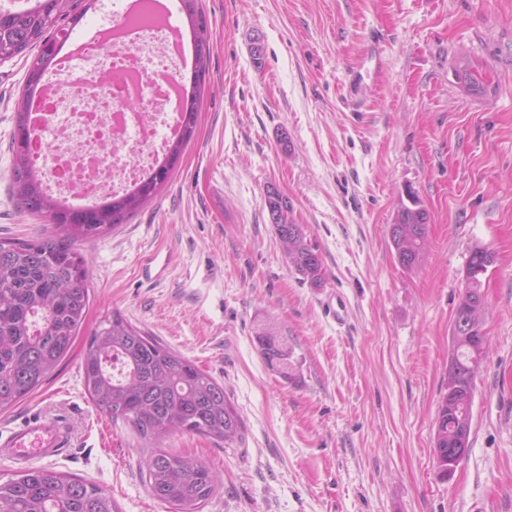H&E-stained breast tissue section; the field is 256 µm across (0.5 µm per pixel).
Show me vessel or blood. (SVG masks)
Returning <instances> with one entry per match:
<instances>
[{"mask_svg": "<svg viewBox=\"0 0 512 512\" xmlns=\"http://www.w3.org/2000/svg\"><path fill=\"white\" fill-rule=\"evenodd\" d=\"M62 422L53 417L32 416L0 435V452L26 463L57 456L67 445Z\"/></svg>", "mask_w": 512, "mask_h": 512, "instance_id": "obj_1", "label": "vessel or blood"}]
</instances>
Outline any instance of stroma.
<instances>
[{
	"label": "stroma",
	"instance_id": "stroma-1",
	"mask_svg": "<svg viewBox=\"0 0 512 512\" xmlns=\"http://www.w3.org/2000/svg\"><path fill=\"white\" fill-rule=\"evenodd\" d=\"M199 6L210 39L196 135L126 224L79 242L93 288L83 327L43 385L0 411V429L61 418L72 441L46 468L118 512H170L147 489L148 443L84 385L87 341L118 311L214 377L242 420L229 445L184 431L162 442L216 475L202 512H512V0ZM28 67L0 62V238L51 227L13 193ZM270 184L319 254L321 286L289 264ZM411 192L427 248L406 269L389 230ZM477 247L495 256L482 278L486 355L469 452L444 479L434 430ZM269 332L288 343L287 372L260 352Z\"/></svg>",
	"mask_w": 512,
	"mask_h": 512
}]
</instances>
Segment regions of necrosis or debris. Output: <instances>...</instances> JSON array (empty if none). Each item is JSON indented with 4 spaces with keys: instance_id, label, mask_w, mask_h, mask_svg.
Wrapping results in <instances>:
<instances>
[{
    "instance_id": "obj_1",
    "label": "necrosis or debris",
    "mask_w": 512,
    "mask_h": 512,
    "mask_svg": "<svg viewBox=\"0 0 512 512\" xmlns=\"http://www.w3.org/2000/svg\"><path fill=\"white\" fill-rule=\"evenodd\" d=\"M101 39L78 45L70 65L32 96L37 135L31 161L49 192L74 203H98L136 185L177 131L188 61L180 27L156 0L125 6L112 23V51ZM110 74L100 89V70Z\"/></svg>"
}]
</instances>
